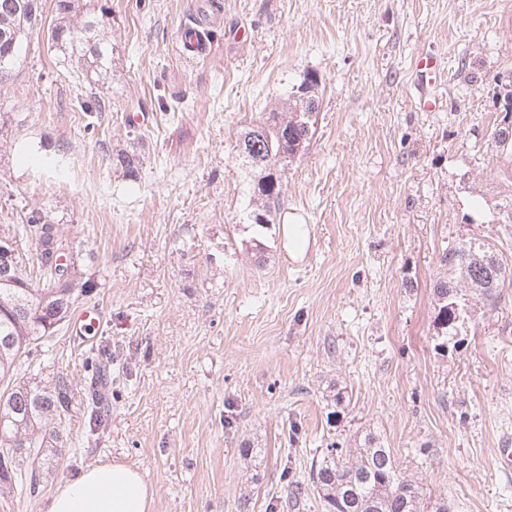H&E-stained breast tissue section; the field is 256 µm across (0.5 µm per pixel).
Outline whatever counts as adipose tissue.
Here are the masks:
<instances>
[{
  "label": "adipose tissue",
  "instance_id": "adipose-tissue-1",
  "mask_svg": "<svg viewBox=\"0 0 512 512\" xmlns=\"http://www.w3.org/2000/svg\"><path fill=\"white\" fill-rule=\"evenodd\" d=\"M153 489L143 475L120 465H94L51 497L47 512H151Z\"/></svg>",
  "mask_w": 512,
  "mask_h": 512
}]
</instances>
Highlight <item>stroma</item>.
<instances>
[{
	"label": "stroma",
	"mask_w": 512,
	"mask_h": 512,
	"mask_svg": "<svg viewBox=\"0 0 512 512\" xmlns=\"http://www.w3.org/2000/svg\"><path fill=\"white\" fill-rule=\"evenodd\" d=\"M118 45L88 82L24 40L0 83V224L38 210L60 224L104 313L119 365L110 433L38 495L0 512H46L87 467L120 462L154 488L151 512H325L293 499L327 447L375 436L426 499L512 512V287L475 302L442 340L433 288L442 253L479 239L512 268V224L490 135L496 80L512 77V0H91ZM203 20L188 62L178 30ZM445 62L443 106L416 111L417 54ZM316 75V131L289 163L255 255L242 130ZM95 94L85 117L77 100ZM146 112L150 125L130 127ZM136 151V179L118 154ZM307 244L288 250V219ZM60 327L39 376L72 383L65 434L85 432L81 353ZM342 395L335 405L334 395Z\"/></svg>",
	"instance_id": "35a3bbf8"
}]
</instances>
